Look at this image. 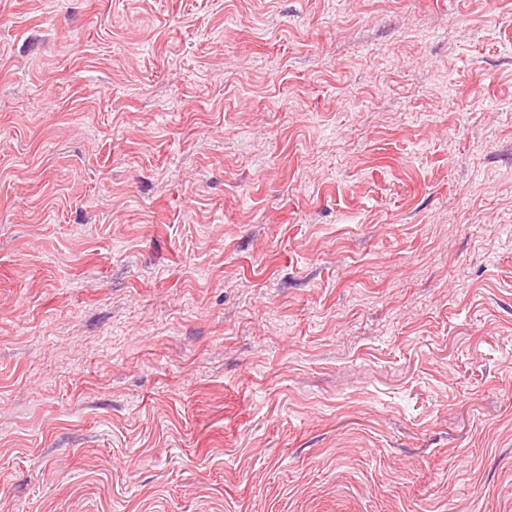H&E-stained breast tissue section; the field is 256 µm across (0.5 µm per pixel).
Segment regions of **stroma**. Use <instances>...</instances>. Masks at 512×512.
<instances>
[{
	"instance_id": "stroma-1",
	"label": "stroma",
	"mask_w": 512,
	"mask_h": 512,
	"mask_svg": "<svg viewBox=\"0 0 512 512\" xmlns=\"http://www.w3.org/2000/svg\"><path fill=\"white\" fill-rule=\"evenodd\" d=\"M10 512H512V0H0Z\"/></svg>"
}]
</instances>
